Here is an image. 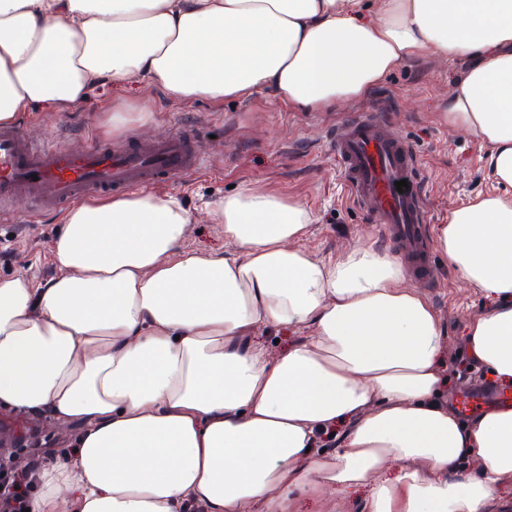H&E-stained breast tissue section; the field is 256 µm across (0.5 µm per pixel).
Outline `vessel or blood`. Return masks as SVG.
<instances>
[{
  "label": "vessel or blood",
  "mask_w": 512,
  "mask_h": 512,
  "mask_svg": "<svg viewBox=\"0 0 512 512\" xmlns=\"http://www.w3.org/2000/svg\"><path fill=\"white\" fill-rule=\"evenodd\" d=\"M351 196L385 237L400 247L414 276L433 282L434 266L424 234L423 186L416 151L373 108L348 117L332 140ZM202 159L190 135L145 141L133 150L98 145L72 154L52 140H35L17 126L0 127V214L18 201L59 211L87 197L135 191L199 169ZM404 190H397L398 181Z\"/></svg>",
  "instance_id": "b4317fda"
}]
</instances>
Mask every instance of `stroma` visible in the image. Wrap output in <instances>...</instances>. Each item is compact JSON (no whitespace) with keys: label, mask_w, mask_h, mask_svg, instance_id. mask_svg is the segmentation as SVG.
Here are the masks:
<instances>
[{"label":"stroma","mask_w":512,"mask_h":512,"mask_svg":"<svg viewBox=\"0 0 512 512\" xmlns=\"http://www.w3.org/2000/svg\"><path fill=\"white\" fill-rule=\"evenodd\" d=\"M461 60L418 58L393 71L365 98L333 105L320 112H302L263 92L243 100L215 103L199 97L183 102L169 98L152 81L132 87L106 82L87 101L64 115L32 108L20 117L34 137L53 139L65 151L82 152L99 142L127 147L189 129L195 135L204 166L163 185L179 195L191 214L204 202L227 195L230 187L252 185L301 201L313 222L305 245L317 256L336 255L360 239L391 249L357 209L329 150L337 126L354 111L385 104L393 129L411 141L419 159L428 227L443 223L448 212L477 193L488 191L478 143L450 131L441 117L448 87L463 71ZM116 112H142L146 123L116 129ZM16 220L0 222V276L25 274L41 283L57 268L52 239L60 226L57 212L30 214L14 203ZM436 285L426 295L445 330L441 372L448 385L443 396L456 402L468 388L497 389L480 368L470 367L465 336L468 320L482 302L441 253H434ZM0 424L19 437L13 448L14 473H27L70 453L81 430L58 422L48 411H18L0 406Z\"/></svg>","instance_id":"obj_1"}]
</instances>
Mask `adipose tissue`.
<instances>
[{
  "label": "adipose tissue",
  "mask_w": 512,
  "mask_h": 512,
  "mask_svg": "<svg viewBox=\"0 0 512 512\" xmlns=\"http://www.w3.org/2000/svg\"><path fill=\"white\" fill-rule=\"evenodd\" d=\"M422 56L466 63L442 117L495 189L450 210L435 245L485 302L470 356L512 386V0H0V125L109 79L319 112ZM202 213L223 253L183 249L179 196L81 201L55 277H0V405L84 425L33 473L30 512H298L301 493L347 512L360 486L365 512H492L512 404L464 422L442 401L441 318L402 259L370 241L317 257L309 210L266 189ZM278 327L299 339L275 357L257 333Z\"/></svg>",
  "instance_id": "adipose-tissue-1"
}]
</instances>
